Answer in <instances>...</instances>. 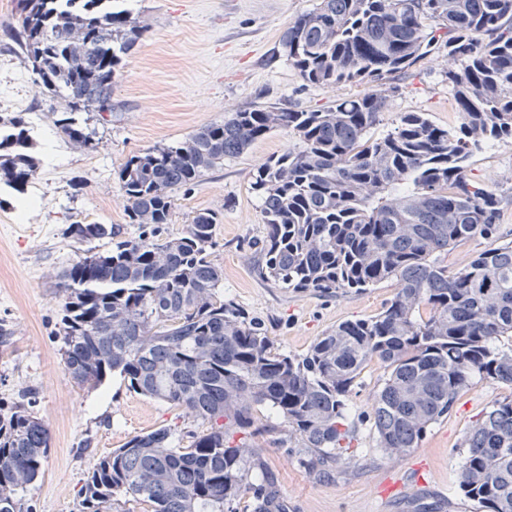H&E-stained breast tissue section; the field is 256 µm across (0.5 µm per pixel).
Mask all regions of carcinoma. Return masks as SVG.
Returning a JSON list of instances; mask_svg holds the SVG:
<instances>
[{"label": "carcinoma", "instance_id": "carcinoma-1", "mask_svg": "<svg viewBox=\"0 0 512 512\" xmlns=\"http://www.w3.org/2000/svg\"><path fill=\"white\" fill-rule=\"evenodd\" d=\"M76 24L87 50L73 68L65 51ZM9 29L35 82L60 99L61 133L90 145L76 114L116 111L114 78L143 26L103 0H17ZM281 46L310 85L371 90L318 110L240 109L175 146L133 155L119 180L138 235L96 222L65 230L91 244L58 289L68 375L94 388L117 374L204 426L162 427L96 460L81 512H129L130 502L141 512H288L263 445L296 448L312 466L340 458L351 443L347 399L373 359L387 376L372 426L390 455L419 447L474 379L512 388V240L500 234L501 199L467 176L475 150L512 140V0H320L288 23ZM443 48L459 130L404 112L376 133L401 94L396 75ZM278 130L299 146L251 176L264 224L259 276L324 295L397 285L378 314L337 324L302 355L275 347L260 320L220 294L217 212L162 236L174 190ZM37 165L21 115L0 117V184L24 192ZM476 239L495 246L453 270L435 257ZM33 404L23 389L0 406V512H27L24 493L50 448ZM459 447L462 496L476 512H512V392L491 402Z\"/></svg>", "mask_w": 512, "mask_h": 512}]
</instances>
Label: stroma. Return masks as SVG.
<instances>
[{
  "instance_id": "35a3bbf8",
  "label": "stroma",
  "mask_w": 512,
  "mask_h": 512,
  "mask_svg": "<svg viewBox=\"0 0 512 512\" xmlns=\"http://www.w3.org/2000/svg\"><path fill=\"white\" fill-rule=\"evenodd\" d=\"M319 2L116 0L115 9L139 17L145 28L114 80L118 112L79 113L94 132L93 147L83 149L59 132L60 104L41 92L30 63L6 32L15 0H0V95L9 87L20 91L13 109L23 113L39 160L28 186L34 199L22 216L12 211L21 195L0 190V321L14 331L11 345L0 347V404H11L19 390L30 389L33 410L51 436L43 474L26 495L32 512H77L82 479L96 459L134 436L184 423L181 409L130 391L120 377L87 388L66 373L56 289L76 245L65 228L99 222L137 234V225L127 221L118 180L132 155L185 141L200 127L254 105L316 110L337 95L358 94L355 86L337 91L306 84L280 45L289 21ZM447 68V56L439 53L401 75L402 92L384 113L381 130L391 129L403 112H424L437 125L457 128L461 119L444 77ZM297 144L295 135L274 132L197 183L174 191L175 214L167 226L178 236L193 213H219L213 258L224 268L225 298L264 322L276 347L291 354L306 352L340 322L376 315L396 289L388 280L323 295L258 276V255L250 243L262 237L263 224L251 175L269 156ZM468 173L502 195L501 224L511 232L512 141L475 151ZM385 376L376 359L363 369L347 401L353 440L341 459L312 469L296 451L268 449L265 458L279 478L288 512H472L455 483L464 457L459 443L491 401L504 395V387L475 382L419 448L398 458L378 447L370 421L372 399Z\"/></svg>"
}]
</instances>
